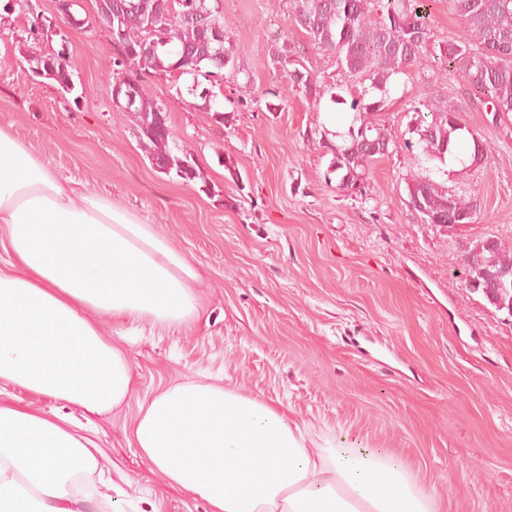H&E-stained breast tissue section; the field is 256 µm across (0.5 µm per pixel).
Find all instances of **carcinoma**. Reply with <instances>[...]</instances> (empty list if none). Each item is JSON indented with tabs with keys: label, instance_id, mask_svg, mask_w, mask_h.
Here are the masks:
<instances>
[{
	"label": "carcinoma",
	"instance_id": "obj_1",
	"mask_svg": "<svg viewBox=\"0 0 512 512\" xmlns=\"http://www.w3.org/2000/svg\"><path fill=\"white\" fill-rule=\"evenodd\" d=\"M292 21L305 30L310 44L332 56L337 73L320 77L301 60L302 52L288 47V33L271 40L270 59L285 82L283 91L265 96L283 100L291 89L318 106L327 100L344 106L347 130L326 131L325 148L331 154L325 181L336 183L346 197L367 196L369 167L395 147L380 115L401 76L419 65L428 51H439L448 71L468 85L469 102L491 106L493 117L512 113V0H448V8L467 32V38L439 39L428 22L424 0H293ZM118 11L101 16L117 49L130 53L128 62L113 59L116 77H127L135 86L134 99L124 104L137 127L139 139L152 165L187 183L204 180L192 154L174 149L172 132L162 105L143 84L146 75L175 78L176 94L202 101L216 123H224L218 93L203 85L227 70L245 73L236 54L232 25L224 20L217 0H112ZM76 3L59 4L62 21L79 28L87 19L73 12ZM144 41L154 51L139 55ZM31 66L51 65L72 74L65 49L41 51L31 56ZM61 96L79 100L87 94L66 78H50ZM430 115H424V112ZM463 105L439 97L424 83L413 97L418 115L404 142L417 161V170L405 176L406 204L423 224H465L477 219V198L448 189L447 158L471 170L482 161L472 130L462 118ZM467 279H482L488 271L512 270V247L496 240L492 251L476 249L463 258Z\"/></svg>",
	"mask_w": 512,
	"mask_h": 512
}]
</instances>
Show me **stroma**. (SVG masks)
<instances>
[{
    "label": "stroma",
    "mask_w": 512,
    "mask_h": 512,
    "mask_svg": "<svg viewBox=\"0 0 512 512\" xmlns=\"http://www.w3.org/2000/svg\"><path fill=\"white\" fill-rule=\"evenodd\" d=\"M255 97L282 86L267 53L287 30L305 66L336 72L292 25V0H218ZM58 0L0 9V129L62 177L87 184L157 225L203 276L198 316L171 329L105 323L128 334L132 392L121 409L92 416L106 462L157 512H206L202 499L169 487L130 435L138 406L178 383L223 375L305 426L397 458L434 512H512V317L464 284V249L496 237L512 244V116L467 108L487 143L480 168L449 176L475 194L472 224L417 221L406 206L415 164L403 143L414 125L411 93L432 81L451 100L464 80L436 57L412 69L406 91L381 114L396 149L370 167L369 195L347 198L324 179L318 133L326 114L300 94L276 111L225 105L223 123L176 95L168 76L147 82L179 147L204 182L155 169L128 113L112 105L115 50L97 26L62 27L34 40L35 19L57 20ZM67 46L80 100L35 77L26 56Z\"/></svg>",
    "instance_id": "obj_1"
}]
</instances>
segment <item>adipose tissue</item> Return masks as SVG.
Here are the masks:
<instances>
[{"mask_svg":"<svg viewBox=\"0 0 512 512\" xmlns=\"http://www.w3.org/2000/svg\"><path fill=\"white\" fill-rule=\"evenodd\" d=\"M200 271L154 225L50 169L0 129V382L101 414L131 393L102 319L173 327L198 312ZM132 436L166 485L208 512H431L392 455L308 446L282 413L220 383L142 404ZM102 450L65 415L0 402V512H143L116 499Z\"/></svg>","mask_w":512,"mask_h":512,"instance_id":"1","label":"adipose tissue"}]
</instances>
